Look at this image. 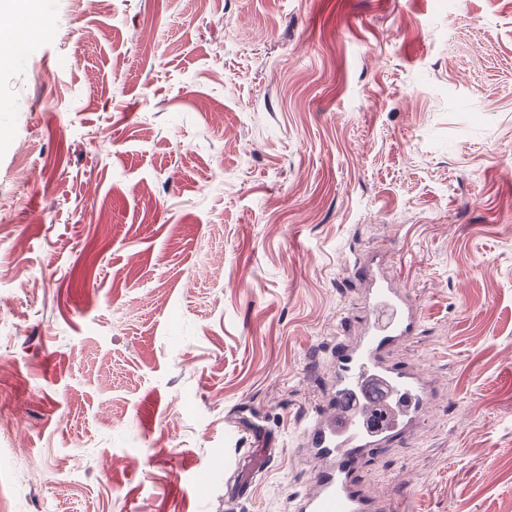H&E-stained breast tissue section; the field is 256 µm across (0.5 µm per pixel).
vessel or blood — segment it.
Returning <instances> with one entry per match:
<instances>
[{"instance_id":"b4317fda","label":"vessel or blood","mask_w":512,"mask_h":512,"mask_svg":"<svg viewBox=\"0 0 512 512\" xmlns=\"http://www.w3.org/2000/svg\"><path fill=\"white\" fill-rule=\"evenodd\" d=\"M369 285V318L356 339L337 344L327 407L302 433L322 466L312 488L293 499V512H394L390 500L364 494L357 471L371 453L404 438L428 411L422 373L389 360L416 334L422 309L392 281L374 276Z\"/></svg>"}]
</instances>
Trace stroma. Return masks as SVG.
<instances>
[{"mask_svg":"<svg viewBox=\"0 0 512 512\" xmlns=\"http://www.w3.org/2000/svg\"><path fill=\"white\" fill-rule=\"evenodd\" d=\"M36 14L0 68V512H291L356 256L420 304L393 360L431 402L358 484L512 512V0Z\"/></svg>","mask_w":512,"mask_h":512,"instance_id":"35a3bbf8","label":"stroma"}]
</instances>
